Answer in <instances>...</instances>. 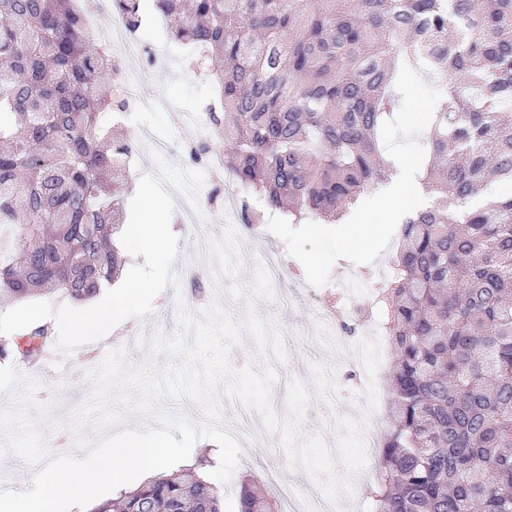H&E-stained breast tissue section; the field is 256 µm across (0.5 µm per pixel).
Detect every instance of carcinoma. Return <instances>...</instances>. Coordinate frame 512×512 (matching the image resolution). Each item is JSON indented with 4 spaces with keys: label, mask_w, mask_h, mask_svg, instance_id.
I'll return each instance as SVG.
<instances>
[{
    "label": "carcinoma",
    "mask_w": 512,
    "mask_h": 512,
    "mask_svg": "<svg viewBox=\"0 0 512 512\" xmlns=\"http://www.w3.org/2000/svg\"><path fill=\"white\" fill-rule=\"evenodd\" d=\"M129 29L141 0H112ZM216 87L224 168L260 209L338 222L396 162L381 130L408 79L439 88L423 131L433 203L400 225L377 289L392 344V419L376 512H512V0H154ZM112 58L74 0H0V298L86 301L119 277L133 140L103 89ZM45 323L0 336V360L46 352ZM91 512H224L207 475L166 474ZM238 512H277L243 483Z\"/></svg>",
    "instance_id": "obj_1"
}]
</instances>
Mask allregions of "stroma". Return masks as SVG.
I'll use <instances>...</instances> for the list:
<instances>
[{
  "mask_svg": "<svg viewBox=\"0 0 512 512\" xmlns=\"http://www.w3.org/2000/svg\"><path fill=\"white\" fill-rule=\"evenodd\" d=\"M145 23L135 37L154 52L156 60L145 67L144 80L140 86L143 99H162V106L133 113L131 119L151 129L156 138L171 143V161L187 169H206L207 161L192 162L189 158L190 145L184 141L183 125L188 114L204 112L215 96V89L200 72L192 66L183 46L168 37L161 19L156 18L152 0H142ZM436 92L427 81L410 85L400 119L390 127L385 136L386 146L393 155L413 163H420V126L428 118L435 101ZM400 219L394 218L377 225L372 250L365 251L346 247L337 236L334 225H323L320 234L313 235L307 225L292 223L287 215L279 212L267 214L262 223L261 239H254L252 231L241 230L240 235L246 246L252 247L258 257H265L270 250H278L283 257L284 283L299 282L305 285L334 289L336 300L351 306H368V295L377 284L383 283L392 273L390 258L398 247ZM322 258L321 266L309 265V254ZM183 297L189 310L201 307L198 298L192 294L189 285H182L180 291L166 289L153 303V312L147 316V323L157 325L165 334L175 331V299ZM261 315L277 317L286 334L288 363L278 370L273 386L274 405L277 412H284V399L290 379L310 381V364L314 361L336 360L334 378L341 389L335 410H328L324 404L313 403L304 422L305 433L322 431L332 413L357 415L358 409L351 401L352 394L361 392L366 384V372L360 361L350 354V347L363 338L362 329L345 334L341 344L347 352L339 358L319 344L314 335L317 322L308 300L289 298L273 304L259 303ZM131 320H123L112 336L97 342L79 346L71 356L54 354L51 359H40L33 365L17 364L21 379L37 377L41 387H56L67 382L68 390L63 394L64 406L78 403L88 386L85 379L71 378L74 366L82 364L88 357L103 358L108 349L127 346ZM286 458L278 445L277 438H263L251 444L249 450L241 452L238 467L224 493V512H236L238 493L245 480L258 485H268L267 474L271 468L284 467L285 478L300 491L312 489L313 483L300 469L285 467Z\"/></svg>",
  "mask_w": 512,
  "mask_h": 512,
  "instance_id": "obj_1",
  "label": "stroma"
}]
</instances>
